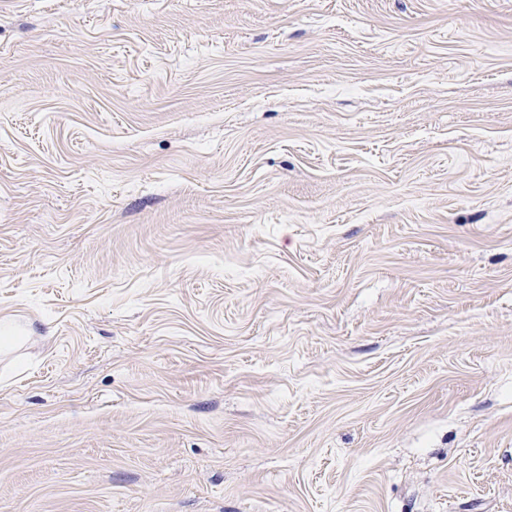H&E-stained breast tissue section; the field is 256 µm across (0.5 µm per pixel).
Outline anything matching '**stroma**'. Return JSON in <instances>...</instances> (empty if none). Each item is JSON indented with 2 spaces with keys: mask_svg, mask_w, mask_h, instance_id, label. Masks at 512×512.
Segmentation results:
<instances>
[{
  "mask_svg": "<svg viewBox=\"0 0 512 512\" xmlns=\"http://www.w3.org/2000/svg\"><path fill=\"white\" fill-rule=\"evenodd\" d=\"M0 512H512V0H0Z\"/></svg>",
  "mask_w": 512,
  "mask_h": 512,
  "instance_id": "stroma-1",
  "label": "stroma"
}]
</instances>
